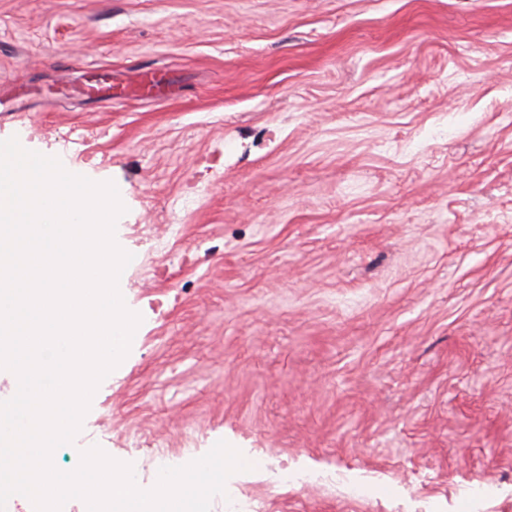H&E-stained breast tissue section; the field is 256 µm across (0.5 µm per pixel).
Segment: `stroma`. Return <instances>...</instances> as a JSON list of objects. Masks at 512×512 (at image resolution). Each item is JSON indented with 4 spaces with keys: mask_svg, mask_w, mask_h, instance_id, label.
<instances>
[{
    "mask_svg": "<svg viewBox=\"0 0 512 512\" xmlns=\"http://www.w3.org/2000/svg\"><path fill=\"white\" fill-rule=\"evenodd\" d=\"M19 85L0 139L114 182L142 317L56 469L223 440L211 512H512V0H0ZM128 86H119L112 83V77L99 81L87 80L84 83L75 86H61L55 90V94L60 96H79L88 99L101 98L112 101V98L129 94L133 90H128Z\"/></svg>",
    "mask_w": 512,
    "mask_h": 512,
    "instance_id": "stroma-1",
    "label": "stroma"
}]
</instances>
